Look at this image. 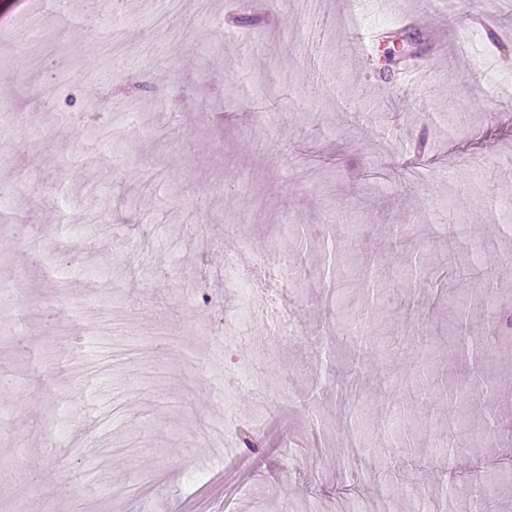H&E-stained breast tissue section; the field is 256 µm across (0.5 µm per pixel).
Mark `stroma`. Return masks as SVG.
<instances>
[{
    "label": "stroma",
    "instance_id": "35a3bbf8",
    "mask_svg": "<svg viewBox=\"0 0 512 512\" xmlns=\"http://www.w3.org/2000/svg\"><path fill=\"white\" fill-rule=\"evenodd\" d=\"M30 7L0 0V104L11 107L0 115V280L15 288L0 302V468L35 475L0 485V512H186L233 467L241 478L206 512H351L384 496L416 512L443 480L442 510L458 512L484 471L512 474V441L462 456L437 446L447 395L462 386L449 371V310L466 311L479 336L493 314L512 315V268L499 264L512 254L501 230L512 101L466 75L460 52L470 39L512 77V0H455L448 12L389 0L374 42L350 0H322L316 37L296 0H173L163 13L130 0L113 51L97 39L108 16L94 0L72 3L94 24L50 22L16 45L10 31ZM54 57L63 69L48 67ZM62 113L85 122L62 125ZM412 154L419 165L405 168ZM451 220L473 227L487 297L409 276L417 257L437 274V230ZM63 222L85 227L78 251ZM246 245L277 251L299 326L279 338L242 329L253 353L274 354L265 381L284 395L258 422L250 391L225 405L209 335L241 303L221 272L225 251ZM97 276L119 300L88 334L57 284L76 299ZM360 312L372 345L352 359L345 318ZM321 338L324 351L307 349ZM425 366L441 384L430 396L409 384ZM481 383L457 412L477 431L512 412V346ZM76 402L87 412L47 440L45 421ZM92 464L98 489L82 485ZM199 468L204 479L190 480ZM134 475L136 495L109 493Z\"/></svg>",
    "mask_w": 512,
    "mask_h": 512
}]
</instances>
